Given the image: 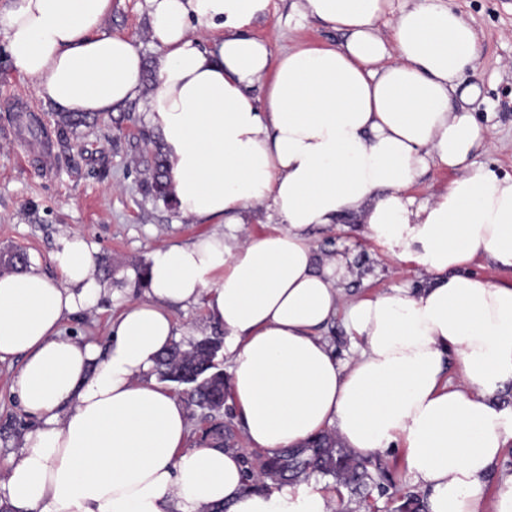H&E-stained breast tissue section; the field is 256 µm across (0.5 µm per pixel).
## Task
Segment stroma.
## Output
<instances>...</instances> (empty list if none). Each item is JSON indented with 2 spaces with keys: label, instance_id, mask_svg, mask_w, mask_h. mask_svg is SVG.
I'll list each match as a JSON object with an SVG mask.
<instances>
[{
  "label": "stroma",
  "instance_id": "obj_1",
  "mask_svg": "<svg viewBox=\"0 0 512 512\" xmlns=\"http://www.w3.org/2000/svg\"><path fill=\"white\" fill-rule=\"evenodd\" d=\"M292 0H270L269 14L252 26L272 54L298 45L337 46L343 32L319 21L289 24ZM479 37V59L466 69L462 85L480 90L470 103L487 127L491 145L474 156L476 167L512 175V0H444ZM144 0H112L105 32L125 37L139 48L143 64L158 67L160 47L150 33ZM60 110L41 98L34 81L14 67L0 30V252L24 251L52 279L60 273L52 260L59 238L83 235L96 246V274L132 299L146 298L141 270L154 249L186 243L213 232L210 224L183 217L176 206L154 200L146 191L147 161L159 135L146 112L118 110L98 116L59 138ZM311 237L319 254L344 256L348 275L344 301L390 287L421 283L416 263L401 262L368 240L360 225L316 228ZM116 310L103 298L91 310L68 317L63 336L98 346L110 340ZM177 339L187 343L217 332L205 303L175 309ZM22 357L0 361V485L7 480L24 436L35 421L22 409L14 379Z\"/></svg>",
  "mask_w": 512,
  "mask_h": 512
}]
</instances>
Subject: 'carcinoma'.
Instances as JSON below:
<instances>
[{
    "label": "carcinoma",
    "mask_w": 512,
    "mask_h": 512,
    "mask_svg": "<svg viewBox=\"0 0 512 512\" xmlns=\"http://www.w3.org/2000/svg\"><path fill=\"white\" fill-rule=\"evenodd\" d=\"M90 119V113L66 112L62 116L61 133L87 125ZM147 192L167 204L172 202L169 171L159 150L152 153ZM221 346L222 337L218 335L205 336L186 346L175 342L159 357L156 372L163 381L188 386L189 403L202 411V420L206 422L201 436H210L217 448L236 451L238 440L232 414L224 410L227 383L224 371L216 362ZM242 463L249 489H267L271 484L284 485L312 477L330 478L336 488L357 495L375 489L385 496L394 486L382 457L358 456L331 432L320 433L273 455L244 454ZM394 512H427L426 501L416 494L401 496L396 499Z\"/></svg>",
    "instance_id": "obj_1"
}]
</instances>
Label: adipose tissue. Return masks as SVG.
<instances>
[{
	"mask_svg": "<svg viewBox=\"0 0 512 512\" xmlns=\"http://www.w3.org/2000/svg\"><path fill=\"white\" fill-rule=\"evenodd\" d=\"M162 49L145 102L182 216L227 230L155 250L148 295L130 301L95 273L81 235L58 241L59 280L38 266L0 273V361L37 426L4 487L15 512H334L302 482L246 490L237 453L190 443L187 411L154 380L174 341L172 309L205 302L224 329L230 402L248 447L268 453L335 432L354 453L402 446L427 512H483L512 443V286L477 279L479 257L512 268V176L477 170L488 142L454 98L477 35L440 0H294L292 21L346 32L338 46L273 56L250 32L270 0H145ZM111 0H14L6 51L39 96L105 114L141 92L142 57L107 34ZM432 165L457 171L424 204L407 191ZM268 205L281 229L234 246L244 211ZM361 224L418 288L342 303L340 258L319 260L316 227ZM111 295L106 349L63 337L68 315ZM344 311L361 342L339 359L320 335ZM460 383L447 378L450 358Z\"/></svg>",
	"mask_w": 512,
	"mask_h": 512,
	"instance_id": "1",
	"label": "adipose tissue"
}]
</instances>
